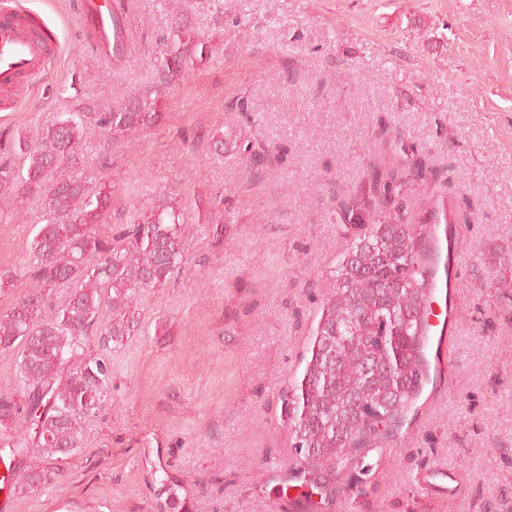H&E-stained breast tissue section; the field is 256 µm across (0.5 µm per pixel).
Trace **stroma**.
I'll list each match as a JSON object with an SVG mask.
<instances>
[{
    "mask_svg": "<svg viewBox=\"0 0 512 512\" xmlns=\"http://www.w3.org/2000/svg\"><path fill=\"white\" fill-rule=\"evenodd\" d=\"M74 2L22 0L60 51L0 115V168L21 172L19 139L74 94L109 112L153 91L178 12L219 55L164 86L165 115L143 134L114 140L88 123L68 174L111 183L104 237L126 223L128 198L162 191L214 203L225 222L185 239L187 265L142 303V334L111 351L106 410L18 512H512V0H126L134 46L116 67L89 50ZM228 126L263 151L258 169L216 158L212 135ZM411 153L443 173L403 190L420 247L435 201L472 208L456 227L450 375L367 465L275 510L294 456L281 395L362 231L343 206ZM44 214L42 198L0 191V270L18 272L0 316L38 289L21 270ZM432 464L458 471V499L419 491Z\"/></svg>",
    "mask_w": 512,
    "mask_h": 512,
    "instance_id": "35a3bbf8",
    "label": "stroma"
}]
</instances>
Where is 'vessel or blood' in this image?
<instances>
[{
    "label": "vessel or blood",
    "instance_id": "b4317fda",
    "mask_svg": "<svg viewBox=\"0 0 512 512\" xmlns=\"http://www.w3.org/2000/svg\"><path fill=\"white\" fill-rule=\"evenodd\" d=\"M76 12L97 55L116 61L127 59L132 34L127 14L118 0H77ZM57 52L56 35L42 19L19 11L13 0H0V87H20L35 69L50 63ZM450 317V308H437L421 328L433 344V371L440 380L448 374ZM422 476L425 487L444 490L449 497H456L457 471L427 467Z\"/></svg>",
    "mask_w": 512,
    "mask_h": 512
}]
</instances>
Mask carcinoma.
Segmentation results:
<instances>
[{"mask_svg": "<svg viewBox=\"0 0 512 512\" xmlns=\"http://www.w3.org/2000/svg\"><path fill=\"white\" fill-rule=\"evenodd\" d=\"M218 45L194 27H171L158 64L163 86L209 64ZM161 95L135 93L120 107L102 112L97 122L113 137H125L157 125L164 117ZM87 112H64L25 144L26 171L13 177L0 171V189L38 193L51 215L35 225L29 272L44 288H70L68 297L44 314L41 293L19 300L0 317V349L17 350L19 391L0 396V428L12 429L10 457L29 450L46 460H61L82 447L84 419L108 404L112 363L107 356L79 359L82 340L91 332L105 344L122 345L141 332L138 300L162 288L186 264L183 226L185 204L160 194L137 209L132 220L109 238L96 225L112 209L109 183L90 187L62 173L81 159L80 133ZM214 144L244 153L259 164V152L232 128L217 131ZM402 183L372 176L370 191L395 212ZM468 200L442 204L433 215L466 222ZM353 223L364 226L336 266V286L320 306V317L301 359V374L282 395L283 421L295 449L293 474L314 478L345 469L363 446L386 437L419 396L427 381L425 337L418 326L433 296L421 277L436 254L418 250L404 224H389L365 208ZM111 315L102 316L104 308ZM12 472L10 493L33 494L46 483L38 468Z\"/></svg>", "mask_w": 512, "mask_h": 512, "instance_id": "carcinoma-1", "label": "carcinoma"}]
</instances>
